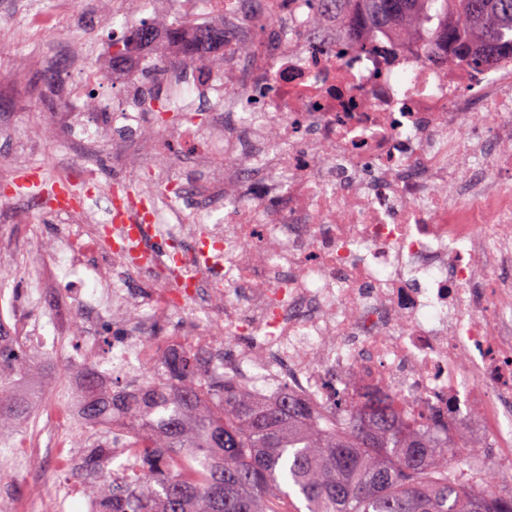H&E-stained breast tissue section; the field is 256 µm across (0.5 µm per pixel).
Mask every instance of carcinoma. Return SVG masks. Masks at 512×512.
<instances>
[{
  "mask_svg": "<svg viewBox=\"0 0 512 512\" xmlns=\"http://www.w3.org/2000/svg\"><path fill=\"white\" fill-rule=\"evenodd\" d=\"M316 15L336 11L352 31L411 32L434 25V41L469 56L474 42L489 59L512 47V0H307ZM131 39L110 43L112 65L128 58ZM18 343L0 342V437L27 424L43 388H21L31 377ZM77 392L96 428L123 415V447L134 450L136 478H108L112 434L86 445L81 470L96 512H512V489L495 473L463 477L448 450L400 415L386 390L356 403L315 407L283 390L257 399L209 368L186 348L164 355L150 380L102 389L94 368ZM485 484L484 491L467 485Z\"/></svg>",
  "mask_w": 512,
  "mask_h": 512,
  "instance_id": "1",
  "label": "carcinoma"
}]
</instances>
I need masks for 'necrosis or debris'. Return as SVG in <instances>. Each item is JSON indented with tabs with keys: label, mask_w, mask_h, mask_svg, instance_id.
I'll return each instance as SVG.
<instances>
[{
	"label": "necrosis or debris",
	"mask_w": 512,
	"mask_h": 512,
	"mask_svg": "<svg viewBox=\"0 0 512 512\" xmlns=\"http://www.w3.org/2000/svg\"><path fill=\"white\" fill-rule=\"evenodd\" d=\"M168 2L185 38L215 33L197 60L163 63L171 98L206 90L215 119L151 163L143 195L115 194L110 224L59 196L64 264L92 287L48 312L33 284L6 310L11 336L60 353L81 317L120 313L108 361L85 355L104 385L200 347L264 397L391 391L402 417L512 471V51L478 65L423 28L352 36L306 0ZM174 186L199 197L193 219L159 195ZM175 313L250 342L226 354L189 324L154 346ZM63 403L44 431L66 466L86 422Z\"/></svg>",
	"instance_id": "4bbe7bcc"
}]
</instances>
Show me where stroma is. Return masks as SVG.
Returning a JSON list of instances; mask_svg holds the SVG:
<instances>
[{
	"label": "stroma",
	"instance_id": "obj_1",
	"mask_svg": "<svg viewBox=\"0 0 512 512\" xmlns=\"http://www.w3.org/2000/svg\"><path fill=\"white\" fill-rule=\"evenodd\" d=\"M54 10L55 0H0V271L8 278L7 288L17 294L30 286L29 268H38L48 303L61 305L70 300L74 285L49 274L63 260L55 240V219L50 209L29 208V201L46 196L78 159L87 157L97 178L90 184L78 179L74 185L83 204L103 221L110 208L112 186L121 183L139 191L151 171L113 165L110 115L95 106L99 100L111 102L119 84L143 82L144 69L138 62L128 61L113 74L111 83L87 89L77 99L73 96L76 71L64 63L81 46L85 49L81 64L107 67L112 16H137L139 0H79L73 15L55 30L29 38L31 17ZM74 112L84 113L92 125L94 137L89 143L71 140L69 118ZM44 123L53 126L54 140L29 138V130ZM82 352L81 339L74 336L67 355L51 360L54 372L49 389L28 427L15 432V441L27 439L45 417L61 414L55 393L77 376ZM71 475L50 451H38L28 472L12 473L4 484L19 501L20 512H41L54 487Z\"/></svg>",
	"mask_w": 512,
	"mask_h": 512
}]
</instances>
